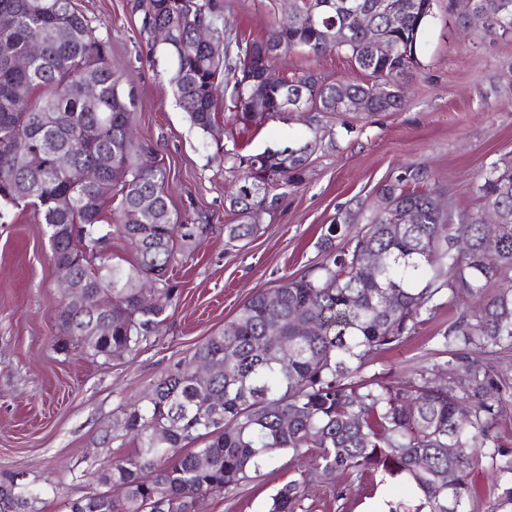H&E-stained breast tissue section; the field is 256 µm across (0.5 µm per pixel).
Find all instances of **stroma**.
I'll use <instances>...</instances> for the list:
<instances>
[{
  "label": "stroma",
  "instance_id": "1",
  "mask_svg": "<svg viewBox=\"0 0 512 512\" xmlns=\"http://www.w3.org/2000/svg\"><path fill=\"white\" fill-rule=\"evenodd\" d=\"M75 2L109 39L110 64L135 92L137 133L161 151L172 208L182 221L205 220L215 229L173 268L181 298L164 339L137 356L101 364L79 350L55 348L61 292L45 225L28 211L0 222V477L19 473L42 488L38 512H66L67 500L99 492L94 471L136 453L130 438H104L121 406L190 358L255 292L319 264L318 242L339 208L372 200L387 177L421 165L431 175L430 189L454 214H468L477 208L473 186L482 170L512 159V36L464 29L448 0H438L403 85V107L354 120L349 131L343 115H322L332 135L305 184L263 216L261 231L246 246H228L222 227L233 221L226 207L233 177L222 162L225 149L258 153L301 136L305 125L274 120L256 127L226 110L217 115L220 140L203 137L171 89V61L142 34L134 0ZM220 2L227 32L245 40L261 38L286 8L284 0ZM276 70L285 77L312 70L330 81L368 79L334 52L293 53ZM453 313L441 306L413 336L378 354L371 372L405 380L422 366L444 363L440 339ZM314 464L310 457L294 465L281 455L234 493L201 498L196 512H268L276 490ZM374 483L370 495L352 476L312 484L300 512H368L375 503L403 512L418 502L400 478L378 475Z\"/></svg>",
  "mask_w": 512,
  "mask_h": 512
}]
</instances>
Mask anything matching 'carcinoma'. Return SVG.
Segmentation results:
<instances>
[{
	"mask_svg": "<svg viewBox=\"0 0 512 512\" xmlns=\"http://www.w3.org/2000/svg\"><path fill=\"white\" fill-rule=\"evenodd\" d=\"M326 2L297 0L296 12L263 39L218 35L214 45L199 43L195 30L213 23L222 8L215 0H137L136 8L147 34L171 30L164 52L174 94L193 126L211 137L224 101L240 121L264 123L244 99L270 90L244 80L293 52L336 51L374 78L329 82L310 70L288 77L303 87L308 125L323 112L361 118L403 105L401 81L430 16L409 0H392L405 11L402 28L386 29L376 11L373 29L365 31ZM467 5L485 16V31L512 35V0ZM312 10L320 14L315 25L308 21ZM3 11L13 24L0 30V45L25 56L40 38L43 48L23 70L0 56V208L32 209L46 225L53 261L68 264L86 284L83 306L58 311L65 339L57 348H77L104 364L133 357L163 339L179 297L171 269L214 225L183 224L171 210L160 150L134 135V93L112 70L108 40L74 0H0ZM89 64L99 83L93 112L83 106L81 68ZM19 87L22 97L15 95ZM322 142L317 126L255 154L224 150L222 161L235 177L227 244L257 235L253 211H273L301 187ZM290 148L307 149V158L288 154ZM104 154L114 160L104 173L112 183L106 197L80 177ZM428 178L424 168L407 166L376 192L416 212L415 223L391 224L385 210H367L360 201L338 211L320 239L325 258L318 266L285 277L274 303L265 291L254 294L190 359L122 408L113 429L131 436L138 451L96 472L104 491L68 500V512H188L201 497L235 490L282 453L300 460L311 452L319 468L279 487L270 512H298L314 482L367 472L404 477L422 494L414 512H467L468 477L482 458L498 489L490 512H512V453L501 451L500 436L512 418V381L503 368L474 357L512 348V162L484 170L474 186L480 208L457 224L424 188ZM61 196L73 200L71 208H57ZM143 203L142 222L125 223L126 211ZM489 208L500 215L492 228L482 222ZM116 236L134 253L125 265L112 259ZM491 237L496 257L489 264ZM371 255L380 258L374 275ZM386 291L393 296L387 308ZM462 291L488 298L477 313L456 306L442 334L447 369L423 367L407 381L366 376L376 354L411 336L443 295L452 304ZM211 360L222 370L198 371ZM459 375L466 377L463 388ZM40 495L3 477L0 512H36Z\"/></svg>",
	"mask_w": 512,
	"mask_h": 512,
	"instance_id": "1",
	"label": "carcinoma"
}]
</instances>
